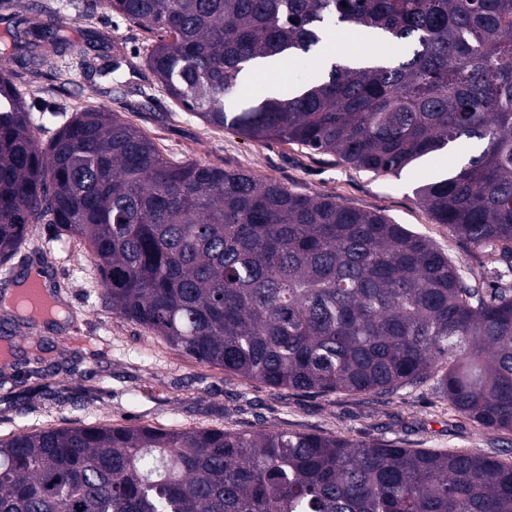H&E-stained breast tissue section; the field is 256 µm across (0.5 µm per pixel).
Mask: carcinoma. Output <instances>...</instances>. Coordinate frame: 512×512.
Instances as JSON below:
<instances>
[{"instance_id": "carcinoma-1", "label": "carcinoma", "mask_w": 512, "mask_h": 512, "mask_svg": "<svg viewBox=\"0 0 512 512\" xmlns=\"http://www.w3.org/2000/svg\"><path fill=\"white\" fill-rule=\"evenodd\" d=\"M165 38L146 62L178 105L258 143L398 175L484 144L415 196L493 252L480 281L384 215L244 170L173 162L104 109L48 144L0 62V266L32 224L85 247L112 312L272 389L393 395L431 381L512 433V0H105ZM400 47L291 95H240L262 57L310 59L328 27ZM35 71L82 50L10 34ZM0 44V56L10 45ZM0 512H512V464L284 430L45 427L0 440Z\"/></svg>"}]
</instances>
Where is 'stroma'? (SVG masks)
I'll list each match as a JSON object with an SVG mask.
<instances>
[{
  "label": "stroma",
  "mask_w": 512,
  "mask_h": 512,
  "mask_svg": "<svg viewBox=\"0 0 512 512\" xmlns=\"http://www.w3.org/2000/svg\"><path fill=\"white\" fill-rule=\"evenodd\" d=\"M0 0V36L20 20H59L86 59L69 58V74L31 71L23 56L8 63L41 141L60 127L48 107L67 113L107 107L146 135L168 159L245 170L305 195L336 198L379 212L426 237L471 279L493 256L436 223L415 199V188L438 175L426 162L400 175L376 174L332 154L298 144L261 145L216 128L178 107L146 65L156 37L130 24L104 0ZM49 272L64 312L62 324H39L17 357L0 353V438L48 426L149 425L162 429H279L385 440L402 448L464 450L512 462V433L485 429L440 399L432 384L393 396L347 392L312 394L272 389L224 374L170 347L148 329L113 314L103 287L75 240L52 225H31L0 270Z\"/></svg>",
  "instance_id": "1"
}]
</instances>
